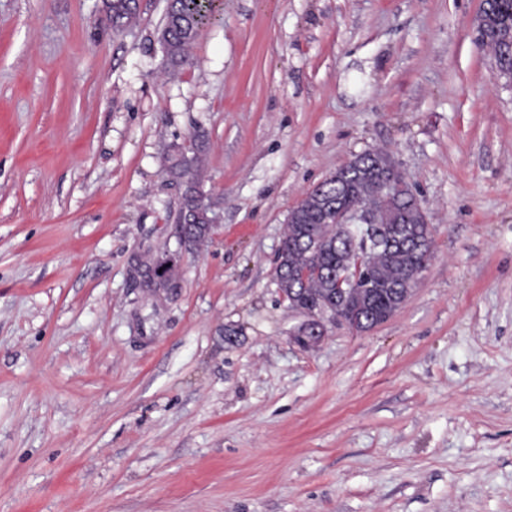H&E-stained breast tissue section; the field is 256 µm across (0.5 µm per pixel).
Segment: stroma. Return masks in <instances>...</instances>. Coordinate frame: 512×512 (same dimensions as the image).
<instances>
[{
	"label": "stroma",
	"mask_w": 512,
	"mask_h": 512,
	"mask_svg": "<svg viewBox=\"0 0 512 512\" xmlns=\"http://www.w3.org/2000/svg\"><path fill=\"white\" fill-rule=\"evenodd\" d=\"M480 3L218 0L172 73L167 0L121 32L0 0V512H512V85ZM197 134L220 224L149 293L131 259L177 248L164 158ZM373 149L434 255L302 350L288 214Z\"/></svg>",
	"instance_id": "1"
}]
</instances>
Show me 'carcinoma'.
<instances>
[{
	"mask_svg": "<svg viewBox=\"0 0 512 512\" xmlns=\"http://www.w3.org/2000/svg\"><path fill=\"white\" fill-rule=\"evenodd\" d=\"M119 27L127 28L139 17L138 0H103ZM212 8L204 0H167L165 23L160 31L165 66L178 70L190 46L210 19ZM491 31L485 46L502 67L512 69V0H495L486 11ZM207 141L197 135L192 150L178 146L165 158L170 180L185 186L176 222L184 233L186 249L191 250L210 237L211 225L197 213L196 195L200 186L201 156ZM384 152L360 155V166L331 176L310 190L299 206L289 212L287 229L276 258L274 279L280 292L295 309H314L332 304L343 309L360 329L383 321L401 306L402 288L422 266L423 253L413 243L395 237L402 228L407 234L426 239L425 223L411 207L408 196L393 197L376 213L370 227L330 223L337 206L370 203L372 185L382 171ZM369 239L359 273L350 266L353 240ZM346 277L345 292L339 293L338 279Z\"/></svg>",
	"mask_w": 512,
	"mask_h": 512,
	"instance_id": "cac0c4a2",
	"label": "carcinoma"
}]
</instances>
